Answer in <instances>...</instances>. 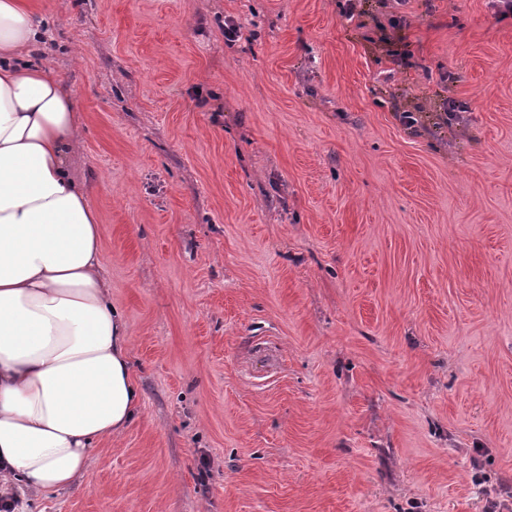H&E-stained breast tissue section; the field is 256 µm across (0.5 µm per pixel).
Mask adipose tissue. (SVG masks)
Returning <instances> with one entry per match:
<instances>
[{
    "label": "adipose tissue",
    "instance_id": "obj_1",
    "mask_svg": "<svg viewBox=\"0 0 512 512\" xmlns=\"http://www.w3.org/2000/svg\"><path fill=\"white\" fill-rule=\"evenodd\" d=\"M42 20L0 0V481L73 486L139 411L101 224L74 178L73 92L29 61Z\"/></svg>",
    "mask_w": 512,
    "mask_h": 512
}]
</instances>
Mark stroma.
<instances>
[{
	"label": "stroma",
	"instance_id": "obj_1",
	"mask_svg": "<svg viewBox=\"0 0 512 512\" xmlns=\"http://www.w3.org/2000/svg\"><path fill=\"white\" fill-rule=\"evenodd\" d=\"M27 2L74 90L72 173L141 405L23 512L512 501V20L488 0H408L400 31L374 0L350 20L341 0ZM444 97L468 106L453 132L396 118Z\"/></svg>",
	"mask_w": 512,
	"mask_h": 512
}]
</instances>
